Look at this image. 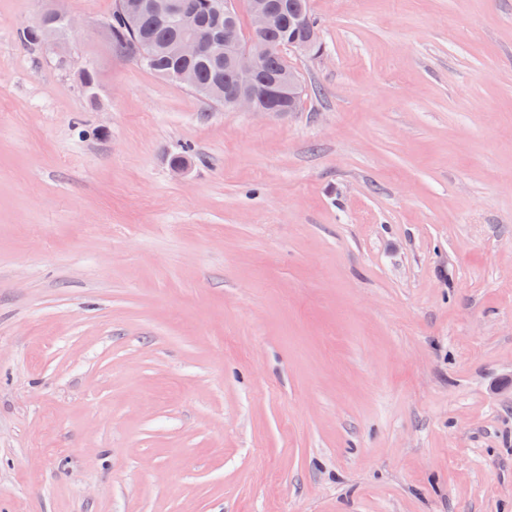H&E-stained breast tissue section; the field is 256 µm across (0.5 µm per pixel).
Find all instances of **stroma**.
Masks as SVG:
<instances>
[{
    "label": "stroma",
    "instance_id": "1",
    "mask_svg": "<svg viewBox=\"0 0 512 512\" xmlns=\"http://www.w3.org/2000/svg\"><path fill=\"white\" fill-rule=\"evenodd\" d=\"M51 5L0 0V512H512V0H311L263 117L67 0L89 100Z\"/></svg>",
    "mask_w": 512,
    "mask_h": 512
}]
</instances>
